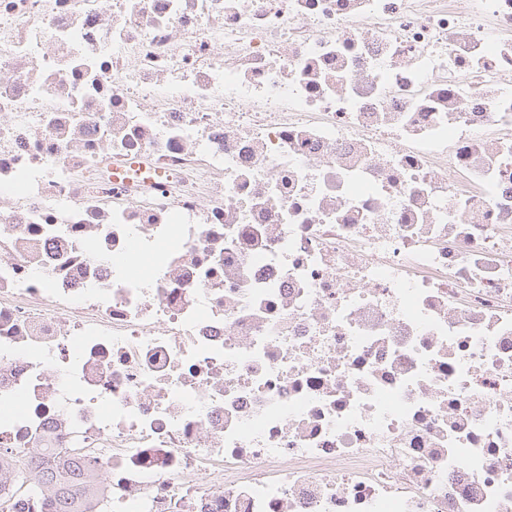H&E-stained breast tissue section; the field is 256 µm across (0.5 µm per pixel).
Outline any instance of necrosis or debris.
<instances>
[{"label": "necrosis or debris", "instance_id": "obj_1", "mask_svg": "<svg viewBox=\"0 0 512 512\" xmlns=\"http://www.w3.org/2000/svg\"><path fill=\"white\" fill-rule=\"evenodd\" d=\"M87 512H512V0H0V449Z\"/></svg>", "mask_w": 512, "mask_h": 512}]
</instances>
